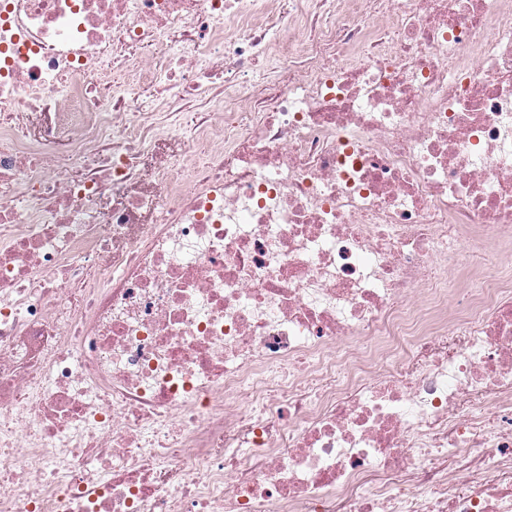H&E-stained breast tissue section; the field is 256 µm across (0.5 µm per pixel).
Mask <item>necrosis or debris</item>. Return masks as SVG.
<instances>
[{
    "label": "necrosis or debris",
    "instance_id": "4bbe7bcc",
    "mask_svg": "<svg viewBox=\"0 0 512 512\" xmlns=\"http://www.w3.org/2000/svg\"><path fill=\"white\" fill-rule=\"evenodd\" d=\"M511 253L512 0H0V512H512Z\"/></svg>",
    "mask_w": 512,
    "mask_h": 512
}]
</instances>
